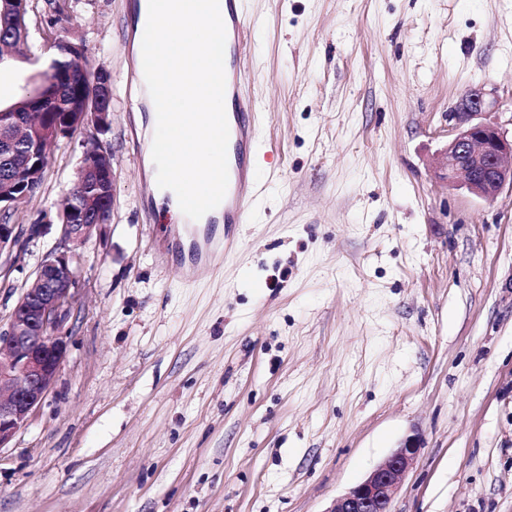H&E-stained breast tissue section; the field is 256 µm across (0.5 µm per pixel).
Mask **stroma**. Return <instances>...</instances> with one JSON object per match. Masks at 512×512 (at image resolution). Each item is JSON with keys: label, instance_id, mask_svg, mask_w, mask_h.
<instances>
[{"label": "stroma", "instance_id": "stroma-1", "mask_svg": "<svg viewBox=\"0 0 512 512\" xmlns=\"http://www.w3.org/2000/svg\"><path fill=\"white\" fill-rule=\"evenodd\" d=\"M132 0H29L0 97L79 41L112 119L58 141L0 259V324L59 241L93 136L112 221L75 246L56 385L0 450V512H333L411 434L393 512H512V189L436 178L474 87L512 136V0H245L264 188L217 270L188 283L156 211L128 76Z\"/></svg>", "mask_w": 512, "mask_h": 512}]
</instances>
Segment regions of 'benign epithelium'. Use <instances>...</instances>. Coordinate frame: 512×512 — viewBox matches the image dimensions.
Returning a JSON list of instances; mask_svg holds the SVG:
<instances>
[{"instance_id":"1","label":"benign epithelium","mask_w":512,"mask_h":512,"mask_svg":"<svg viewBox=\"0 0 512 512\" xmlns=\"http://www.w3.org/2000/svg\"><path fill=\"white\" fill-rule=\"evenodd\" d=\"M493 107L481 88H471L460 98L455 112L453 135L435 160L439 177L451 186L491 201L501 189L512 186V139L485 119ZM88 101L81 112L62 113L70 128L91 123L99 130L107 125L106 113L94 112ZM25 113L0 110V150L14 153L12 130L23 124ZM58 122H46L30 129L29 142L39 146L60 134ZM22 176L0 188V214L9 211L14 198L28 196L41 172L37 152L22 160ZM113 179L108 170H96L91 184L96 193L107 194ZM60 246L47 252L36 270L33 285L13 307L7 328L0 330V449L8 447L17 431L50 395L65 359L72 334L70 316L79 279L72 251L67 244L82 243L102 225L75 211L58 223ZM23 229L0 221V256L19 245ZM421 448L417 434L407 436L390 456L360 483L336 499L334 512H392V502L401 480Z\"/></svg>"}]
</instances>
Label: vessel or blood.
I'll use <instances>...</instances> for the list:
<instances>
[{
  "mask_svg": "<svg viewBox=\"0 0 512 512\" xmlns=\"http://www.w3.org/2000/svg\"><path fill=\"white\" fill-rule=\"evenodd\" d=\"M219 7L226 28V93L232 102V110L227 115L229 182L223 200V223L205 225L201 238L193 240L189 246L191 265L184 273L189 280L210 266L212 256L221 246L222 237L229 234V225L247 223L249 198L246 191L257 184V169L252 163V156L259 148L253 124L258 104L244 90V77L255 29L247 20L243 0H219Z\"/></svg>",
  "mask_w": 512,
  "mask_h": 512,
  "instance_id": "1",
  "label": "vessel or blood"
}]
</instances>
